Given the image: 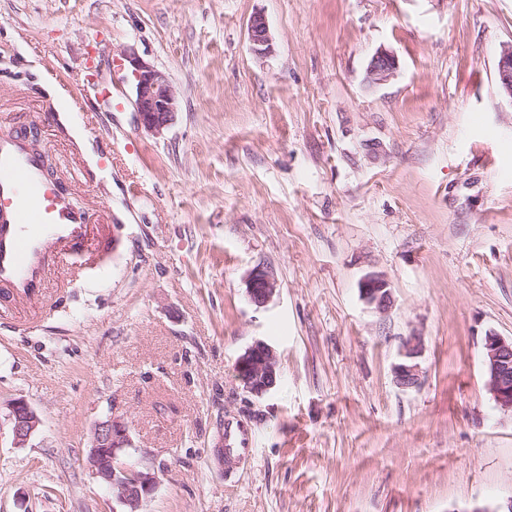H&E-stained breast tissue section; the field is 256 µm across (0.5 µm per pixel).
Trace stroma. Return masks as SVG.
I'll list each match as a JSON object with an SVG mask.
<instances>
[{"instance_id":"35a3bbf8","label":"stroma","mask_w":512,"mask_h":512,"mask_svg":"<svg viewBox=\"0 0 512 512\" xmlns=\"http://www.w3.org/2000/svg\"><path fill=\"white\" fill-rule=\"evenodd\" d=\"M263 14L274 52L255 56ZM512 0H0V134H36L88 207L82 288L48 272L0 309V401L40 419L0 430V512H117L87 469L96 420L125 417L160 466L145 512H492L512 496V413L483 340L512 337V99L498 86ZM399 59L370 87L376 49ZM179 108L141 126L128 62ZM120 64L124 103L92 84ZM381 143V154L367 145ZM123 225L117 253L100 241ZM278 289L247 295L256 268ZM383 273L379 313L359 281ZM421 338L423 374L393 366ZM274 347L258 398L237 358ZM256 436L218 457L225 415ZM250 50L258 57H267L274 51L269 26L263 14H253L248 22ZM277 282L266 269L256 268L248 276L247 294L250 301L258 306H264L276 293ZM420 352V336H409L403 341L399 350L398 363L393 368L396 383L401 388L410 389L419 385L421 367L417 358L420 356ZM235 371L243 389L261 397L276 386L279 377L277 354L271 345L257 340L238 357ZM5 420L8 423L12 443L16 447L25 446L37 432L40 420L36 412L23 398H15L6 405Z\"/></svg>"}]
</instances>
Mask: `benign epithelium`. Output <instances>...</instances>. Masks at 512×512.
Segmentation results:
<instances>
[{
    "label": "benign epithelium",
    "mask_w": 512,
    "mask_h": 512,
    "mask_svg": "<svg viewBox=\"0 0 512 512\" xmlns=\"http://www.w3.org/2000/svg\"><path fill=\"white\" fill-rule=\"evenodd\" d=\"M248 39L250 50L256 56L267 57L273 53V40L263 14L255 13L250 17ZM130 62L134 67L135 108L140 123L145 129L160 134L177 112L176 94L164 73L135 57ZM398 69L396 54L380 48L368 61L364 81L371 87L383 85ZM497 78L501 91L512 99V45L501 50ZM276 290L277 282L268 270L256 268L250 272L247 294L254 305H265ZM359 292L367 305L381 313L392 305L388 282L379 272L366 273L359 282ZM483 349L488 391L502 410L512 412V339L507 340L490 331L485 335ZM420 352V337L410 336L403 341L398 363L393 368L400 387L410 389L419 385L421 370L417 358ZM235 371L243 389L261 397L276 386L279 377L277 354L271 345L257 340L238 357ZM6 409L12 443L23 447L37 432L39 417L21 397L10 400ZM132 449L128 421L111 413L97 420L92 427L86 466L93 477L112 489V494L124 506V512H143V504L158 488L161 469L129 460Z\"/></svg>",
    "instance_id": "1"
}]
</instances>
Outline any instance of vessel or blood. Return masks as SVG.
<instances>
[{
	"mask_svg": "<svg viewBox=\"0 0 512 512\" xmlns=\"http://www.w3.org/2000/svg\"><path fill=\"white\" fill-rule=\"evenodd\" d=\"M87 235L84 210L43 171V156L17 134H0V285L21 302L41 289L51 266H64L75 282L86 279L78 248ZM224 452L253 454L248 425L224 419Z\"/></svg>",
	"mask_w": 512,
	"mask_h": 512,
	"instance_id": "b4317fda",
	"label": "vessel or blood"
}]
</instances>
